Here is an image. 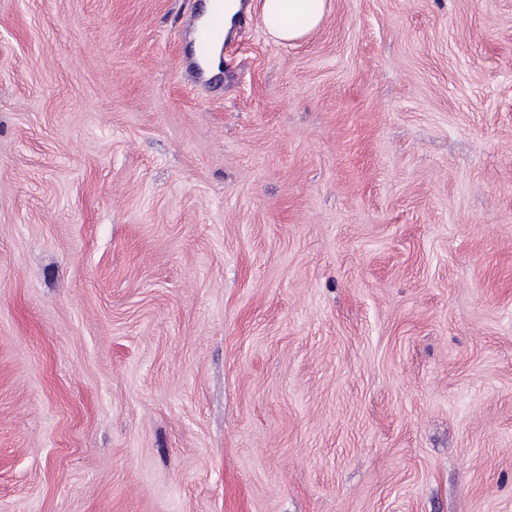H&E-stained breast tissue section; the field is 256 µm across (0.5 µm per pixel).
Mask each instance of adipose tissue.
<instances>
[{
    "instance_id": "ef3b65f1",
    "label": "adipose tissue",
    "mask_w": 512,
    "mask_h": 512,
    "mask_svg": "<svg viewBox=\"0 0 512 512\" xmlns=\"http://www.w3.org/2000/svg\"><path fill=\"white\" fill-rule=\"evenodd\" d=\"M326 0H263L262 17L268 31L278 40L294 42L319 27Z\"/></svg>"
}]
</instances>
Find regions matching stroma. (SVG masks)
I'll return each instance as SVG.
<instances>
[{
	"instance_id": "stroma-1",
	"label": "stroma",
	"mask_w": 512,
	"mask_h": 512,
	"mask_svg": "<svg viewBox=\"0 0 512 512\" xmlns=\"http://www.w3.org/2000/svg\"><path fill=\"white\" fill-rule=\"evenodd\" d=\"M0 0V512H512V0ZM224 8V19L221 15H212L207 24L203 25L196 16L190 20L193 27V39L186 58L192 78L197 83L206 84L214 79L207 67L208 60L217 46H223L224 33L231 26V16L237 9V0H221ZM231 4L232 8L228 5ZM326 0H264L262 17L268 31L278 40L294 42L319 27Z\"/></svg>"
}]
</instances>
